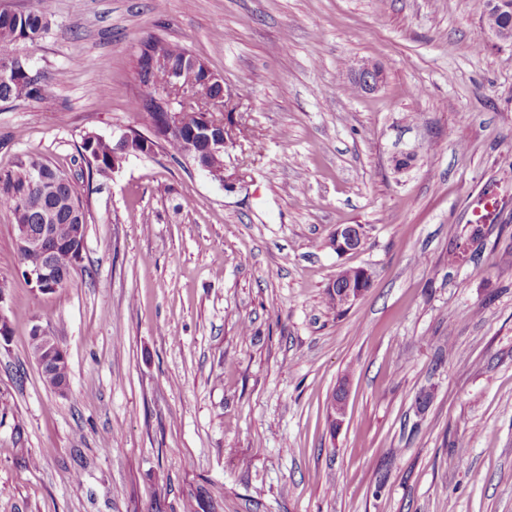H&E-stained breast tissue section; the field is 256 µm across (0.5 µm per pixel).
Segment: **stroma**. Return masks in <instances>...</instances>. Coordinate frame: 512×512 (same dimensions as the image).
I'll use <instances>...</instances> for the list:
<instances>
[{"label": "stroma", "mask_w": 512, "mask_h": 512, "mask_svg": "<svg viewBox=\"0 0 512 512\" xmlns=\"http://www.w3.org/2000/svg\"><path fill=\"white\" fill-rule=\"evenodd\" d=\"M150 37L223 76L237 189L161 149L89 177L86 134L148 128ZM19 51L47 98L0 103V172L42 157L87 226L43 294L0 209V512H512V44L482 0H52ZM364 59L384 82L354 94ZM341 224L364 230L344 256ZM349 267L371 281L340 315Z\"/></svg>", "instance_id": "35a3bbf8"}]
</instances>
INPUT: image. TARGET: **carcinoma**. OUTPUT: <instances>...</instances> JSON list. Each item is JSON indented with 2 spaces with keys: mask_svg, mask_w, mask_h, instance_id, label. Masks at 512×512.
<instances>
[{
  "mask_svg": "<svg viewBox=\"0 0 512 512\" xmlns=\"http://www.w3.org/2000/svg\"><path fill=\"white\" fill-rule=\"evenodd\" d=\"M487 22L509 32L512 37V0H487L485 4ZM51 15L50 0H38V8L9 22L0 19V60L17 56L21 42H34L47 31ZM142 45L167 56L180 58L188 49L178 43L157 38H148ZM45 99L41 85L22 76L7 81L0 79V102L8 103L22 98ZM115 145L94 134H87L82 142V156L91 170L99 176L112 173V152ZM40 169L53 180L52 189L39 190L33 185V171ZM0 207L8 210L14 225L29 224L31 228L48 222L57 227V238L68 241L72 225L86 223L83 201L68 176L38 157L18 160L12 169L0 172ZM70 249L60 247L53 256L55 269L62 273L73 267ZM68 361H61L49 372L43 373L46 384L55 386L68 382Z\"/></svg>",
  "mask_w": 512,
  "mask_h": 512,
  "instance_id": "carcinoma-1",
  "label": "carcinoma"
}]
</instances>
